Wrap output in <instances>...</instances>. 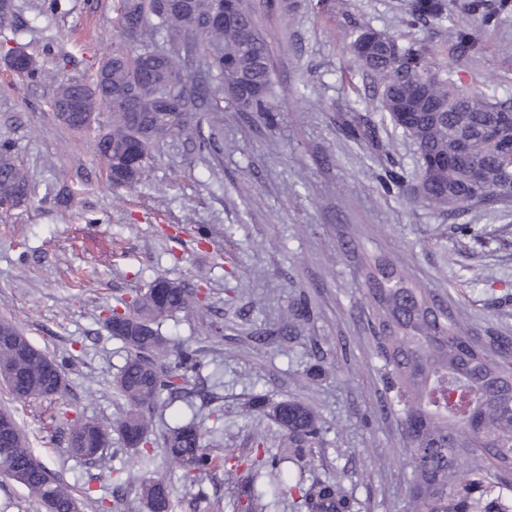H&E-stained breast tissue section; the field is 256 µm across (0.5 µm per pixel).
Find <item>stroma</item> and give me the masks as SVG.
I'll return each mask as SVG.
<instances>
[{"label":"stroma","instance_id":"obj_1","mask_svg":"<svg viewBox=\"0 0 512 512\" xmlns=\"http://www.w3.org/2000/svg\"><path fill=\"white\" fill-rule=\"evenodd\" d=\"M15 0L0 28V140L13 143L33 189L21 207L0 211V316L14 321L61 365V400L13 401L0 383V408L13 412L41 462L81 504L109 512L113 465L129 460L119 434L101 458L69 450L74 421L112 425L127 409L112 379L127 350L108 331L113 307L156 279L199 290L201 303L164 320L163 335L192 351L187 400L152 412L153 469L167 478L176 512H234L223 469L203 486L185 481L164 451L180 419H195L214 456H244L266 435L282 437L249 400L297 399L326 432L306 479H338L354 512H402L409 469L403 433L391 416L371 415L379 383L362 265L380 259L405 270L474 332L512 336V202L468 207L459 218L416 202L410 190L379 195L371 150L349 141L342 113L364 110L365 94L347 78L353 62L338 16L300 8L259 13L279 88L274 125L224 107L210 152L169 138L144 182L114 189L97 148L96 127L77 132L53 110L55 86L11 69L4 56L22 46L58 79L86 80L116 41L117 0ZM407 0H348L350 11L404 42H418L447 68L448 25L409 28ZM512 16L482 34L478 53L453 65L462 82L512 100ZM472 225L475 235L459 232ZM310 318L290 338L280 329L301 300ZM326 353L312 378V345ZM124 512H141L134 485L120 487Z\"/></svg>","mask_w":512,"mask_h":512}]
</instances>
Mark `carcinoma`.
<instances>
[{"mask_svg": "<svg viewBox=\"0 0 512 512\" xmlns=\"http://www.w3.org/2000/svg\"><path fill=\"white\" fill-rule=\"evenodd\" d=\"M318 6L341 10L349 53L367 82L368 100L375 103L371 111L384 113V120L416 146L410 176L389 163L388 148L365 115L345 114V136L371 145L379 158L378 190L390 194L412 179L419 203L449 214L511 200L512 153L502 147L512 144V101L458 86L453 67L444 76L433 71L428 47L400 42L336 7V0H318ZM511 14L512 0H462L455 12L447 0H408L406 22H448L455 62L477 53L481 33ZM115 24L119 40L112 48V72L74 83L84 94L86 111L103 105L110 114L98 150L108 162L113 188L140 185L168 138L182 134L193 140L197 113L207 114L211 130L220 129L226 100L242 112L273 120L270 51L249 0H189L187 7L174 9L164 8L161 0H118ZM191 44L207 54L206 78L196 83L185 68V48ZM492 124L496 140L483 136V128ZM0 192L25 198L32 193L27 172L14 161L6 140L0 141ZM365 285L380 361L375 370L381 388L372 412L399 419L404 431L402 452L410 469L404 512H512V339L471 335L463 312L448 310L430 290L379 263L368 267ZM198 302V292L179 281L160 292L147 287L123 311L131 324L148 323L151 335L113 333L128 352L113 381L128 406L115 430L138 465L143 512H174L169 484L153 475L151 458L144 455L150 412L164 398L172 402L188 394L156 370L172 347L159 325ZM50 360L30 343L25 352L0 343V364L14 370L8 381L13 399L51 398L65 389L61 365L51 369ZM249 410L284 433L288 455L267 456L245 468L231 457L220 462L202 448L200 428L191 418L169 429L167 458L198 483L224 466L237 491V512H262L266 495L294 488L305 512H351L339 481L306 484L300 463L298 475L281 477L287 457L300 460L321 442L323 427L315 411L300 401L276 403L264 395L254 396ZM0 419L11 425L0 436V476L21 471L23 487L41 508L78 512V500L34 456L13 415L1 410ZM109 442V428L99 423L77 422L70 428L72 453L87 460L100 458Z\"/></svg>", "mask_w": 512, "mask_h": 512, "instance_id": "carcinoma-1", "label": "carcinoma"}]
</instances>
